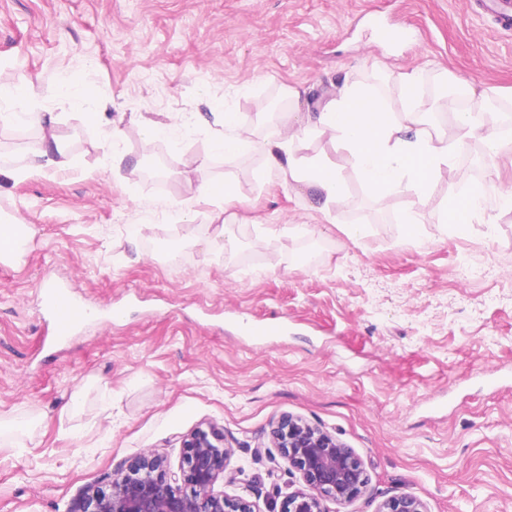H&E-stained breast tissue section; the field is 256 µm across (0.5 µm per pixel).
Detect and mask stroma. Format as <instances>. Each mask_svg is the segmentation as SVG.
<instances>
[{
	"mask_svg": "<svg viewBox=\"0 0 512 512\" xmlns=\"http://www.w3.org/2000/svg\"><path fill=\"white\" fill-rule=\"evenodd\" d=\"M380 23L405 34L380 41ZM412 70L421 114L446 134L456 86L510 111L512 29L475 0H0V83L41 87L32 107L59 112L76 161L38 167L39 129L0 127V218L31 229L0 259V414L41 419L0 441V512H69L148 453L178 471L183 439L209 424L235 450L225 491L272 512L299 480L271 443L285 414L363 461L369 483L347 512L401 493L428 512H512V212L444 226L435 215L460 190L447 175L419 200L371 194L348 169L325 215L258 182L261 155L214 153L217 126L191 119L219 103L276 139L302 131L288 88L314 106L358 85L396 111L389 78ZM87 72L93 98L60 108L54 91ZM91 111L122 129L120 166ZM144 117L186 125L149 142ZM227 176L232 254L207 239L210 202L184 192ZM351 224L370 231L351 241ZM53 282L98 312L56 345L39 294ZM240 317L286 329L252 341ZM81 386L83 412L65 413Z\"/></svg>",
	"mask_w": 512,
	"mask_h": 512,
	"instance_id": "1",
	"label": "stroma"
}]
</instances>
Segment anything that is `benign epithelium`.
Instances as JSON below:
<instances>
[{"mask_svg":"<svg viewBox=\"0 0 512 512\" xmlns=\"http://www.w3.org/2000/svg\"><path fill=\"white\" fill-rule=\"evenodd\" d=\"M272 443L301 480L300 488L282 498L278 512H327L328 502L346 507L368 483L352 449L301 418L282 417ZM232 453L215 429H197L184 440L179 471H169L159 455L140 456L112 474L107 486L85 492L69 512H261L256 502L231 496L220 485ZM376 512L428 510L403 493L382 501Z\"/></svg>","mask_w":512,"mask_h":512,"instance_id":"benign-epithelium-1","label":"benign epithelium"}]
</instances>
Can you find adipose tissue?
<instances>
[{
  "mask_svg": "<svg viewBox=\"0 0 512 512\" xmlns=\"http://www.w3.org/2000/svg\"><path fill=\"white\" fill-rule=\"evenodd\" d=\"M394 83L402 101L398 113L387 110L380 98L357 86L343 87L323 106L302 112L301 120L309 131L336 142L343 152L342 161L305 154L299 137L293 134L258 142L238 113L229 110L217 114L224 131L214 139L212 150L232 160H246L262 152L264 163L256 170V178L266 181L275 177L311 192L314 209L324 214L342 199L348 167L378 195L398 191L422 199L440 174L458 179L461 189L440 214L442 224L488 223L494 212L512 211V188L499 190L494 203H486L482 193L469 188L467 178L458 177L452 151L453 146H465L477 136L495 159L512 153V139L495 127L478 132L470 113L460 112L455 117L456 140L448 142L441 133L425 128L415 108L420 84L417 73H399ZM38 94V86L32 83L22 89L0 83V125L25 119L41 129L42 136L30 153L39 167L54 169L68 164L69 159L54 133L58 113L26 108Z\"/></svg>",
  "mask_w": 512,
  "mask_h": 512,
  "instance_id": "adipose-tissue-1",
  "label": "adipose tissue"
}]
</instances>
